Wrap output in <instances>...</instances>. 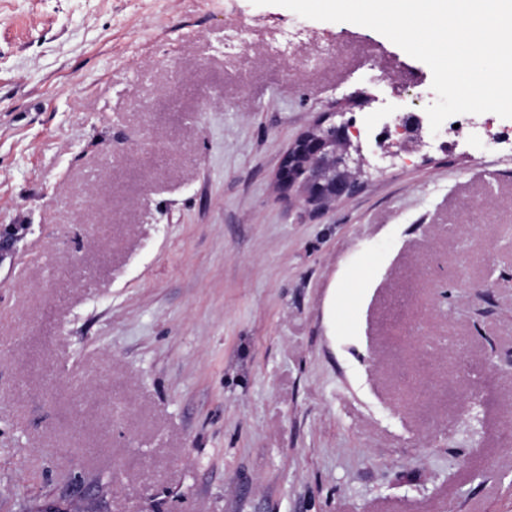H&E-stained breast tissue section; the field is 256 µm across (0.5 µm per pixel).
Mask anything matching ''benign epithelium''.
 <instances>
[{"label":"benign epithelium","mask_w":512,"mask_h":512,"mask_svg":"<svg viewBox=\"0 0 512 512\" xmlns=\"http://www.w3.org/2000/svg\"><path fill=\"white\" fill-rule=\"evenodd\" d=\"M378 97L358 89L344 98L339 112H329L299 134L281 157L276 180L285 191H295L304 208L317 212L352 197L369 162L362 136L352 121H334L353 106L371 108ZM402 137L391 141L384 155L395 158L424 145L421 127L410 117L399 119Z\"/></svg>","instance_id":"obj_1"}]
</instances>
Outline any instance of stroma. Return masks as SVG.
I'll list each match as a JSON object with an SVG mask.
<instances>
[{
  "instance_id": "35a3bbf8",
  "label": "stroma",
  "mask_w": 512,
  "mask_h": 512,
  "mask_svg": "<svg viewBox=\"0 0 512 512\" xmlns=\"http://www.w3.org/2000/svg\"><path fill=\"white\" fill-rule=\"evenodd\" d=\"M431 83L251 0H0V512H512V149L275 179ZM377 102V96L358 89L344 98L341 111L325 113L299 134L281 157L276 172L279 186L295 190L298 201L311 212L352 197L369 162L360 130L350 120L332 119L343 117L353 106L373 108Z\"/></svg>"
}]
</instances>
